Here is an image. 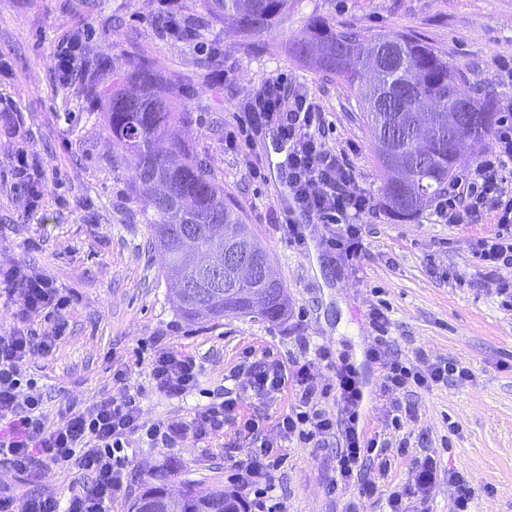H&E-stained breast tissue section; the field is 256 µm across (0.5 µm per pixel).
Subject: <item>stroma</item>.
Segmentation results:
<instances>
[{"label": "stroma", "mask_w": 512, "mask_h": 512, "mask_svg": "<svg viewBox=\"0 0 512 512\" xmlns=\"http://www.w3.org/2000/svg\"><path fill=\"white\" fill-rule=\"evenodd\" d=\"M157 8L158 0H0V55L8 63L0 96L16 108L26 132L14 137L0 121V268L33 264L73 299L53 350L28 364L44 396L46 424L57 423L69 402L89 404L111 392L119 368L130 391L141 395L146 421L188 424L207 399H169L154 391L148 365L161 345L195 356L204 388L218 393L245 349L285 360L323 345L336 362L352 363L360 373L361 427L386 431L394 442L408 440L411 449L394 458L387 475L364 468L362 480L379 492L363 498L355 483L332 489L334 448H285L274 476L284 512H346L353 501L360 512H386L390 489L408 483L416 458L427 452L441 467L431 512H452V470L475 489L471 512H512V307L499 292L500 282L512 281V267L490 271L471 260L477 241L497 227L487 219L448 224L431 205L410 220L389 214L374 139L354 95L290 53L294 36L316 16L369 37L410 33L504 107L512 104V80L501 70L512 61V0H293L276 28L248 39L215 21L196 39L172 38L157 24ZM83 25L91 29L85 75L59 84L51 52ZM205 53L216 59L208 70L196 65ZM143 59L182 88L194 117L182 137L206 158L225 197L270 253L288 289L286 319L238 316L197 325L174 309L133 192L137 171L113 157L105 106L89 92L95 82L109 87ZM270 78L306 94L321 114L326 147L348 149L357 186L373 198L361 220L357 266L326 249L327 225L304 224L306 244L299 248L284 236L288 213L277 202V183L287 180L288 166L275 160L277 129L248 122ZM20 147L48 176L43 203L31 212L11 176L10 160ZM256 166L257 178L251 174ZM378 306L389 318L392 352L413 364L423 353L469 370L466 378L408 395L416 417L402 419L397 430L387 426L389 400L379 393L385 363L369 357L376 342L369 313ZM251 446L245 434L232 455L220 437L188 435L168 446L134 441L129 486L112 512H130L152 474L161 472L174 486L192 479L234 492L228 476ZM0 478L20 501L32 494L64 499L78 486L77 475L54 469L26 477L0 464Z\"/></svg>", "instance_id": "35a3bbf8"}]
</instances>
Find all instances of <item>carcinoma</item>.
Segmentation results:
<instances>
[{"instance_id": "obj_1", "label": "carcinoma", "mask_w": 512, "mask_h": 512, "mask_svg": "<svg viewBox=\"0 0 512 512\" xmlns=\"http://www.w3.org/2000/svg\"><path fill=\"white\" fill-rule=\"evenodd\" d=\"M210 18L230 19L236 32L248 37L268 32L288 14L292 0H201ZM327 44L331 50L349 56L347 66L336 68V60L319 66L326 75L354 92L362 104L364 117L377 148L378 167L384 182V204L394 216L411 219L440 193L454 173L452 141L459 138L481 143L491 134L497 121L496 102L467 85L461 71L448 65L432 48L408 34L380 35L367 40L354 30H337L315 17L306 31L290 46L292 55ZM104 121L112 136L115 156L131 157L138 171L136 198L143 222L150 225L152 242L163 259L165 277L196 284L191 291H175L172 301L186 320L202 323L226 316L261 317L276 320L288 311L286 289L268 295L265 306L250 305L249 298L261 294L258 282L241 276L227 278V287L212 289L203 263L216 243L233 246L242 237L251 238L263 258L271 259L250 230L237 207L224 200V186L211 172L207 161L191 152L185 142L173 140L160 146L169 128L189 127L193 115L178 105L176 87L165 83L154 65L142 60L124 74L121 81L104 94ZM467 99L475 120L450 131L448 126L434 129L425 140L416 139L413 126L420 120L413 111L418 100L434 102L442 114L457 111ZM416 157L406 172L404 185L393 182V170L386 152ZM164 188L167 196L155 199L151 187ZM193 229L192 244L183 243L179 230ZM167 475L153 478L138 503H159L166 492ZM178 512H245L242 501L221 489L203 490L199 482L185 480Z\"/></svg>"}]
</instances>
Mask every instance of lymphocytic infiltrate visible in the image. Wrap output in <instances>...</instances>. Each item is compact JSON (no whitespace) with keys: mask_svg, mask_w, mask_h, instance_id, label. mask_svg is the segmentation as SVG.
Returning a JSON list of instances; mask_svg holds the SVG:
<instances>
[{"mask_svg":"<svg viewBox=\"0 0 512 512\" xmlns=\"http://www.w3.org/2000/svg\"><path fill=\"white\" fill-rule=\"evenodd\" d=\"M88 28L77 29L52 51L57 81L69 83L82 68ZM254 122L277 123L282 138L289 143L288 185L296 210L319 224L330 225L325 241L329 250L340 252L349 261L363 250L359 219L371 209V198L355 185L347 155L328 149L321 135V122L301 93L285 99L278 80H267L256 99ZM438 215L448 224H474L492 216L499 230L481 239L472 251L474 262L497 270L512 266V106L502 115L493 149L451 186L436 205ZM12 285L22 318L51 312L64 317L72 299L46 273L29 264L13 267L0 275ZM55 334L36 336L14 328L0 336V461L13 473L28 474L59 467L81 477L78 488L67 500L32 495L17 503L13 495L0 491V512H111L113 501L128 487V448L134 435L148 440L172 442L183 432L204 439L223 435L226 427L251 435L253 446L245 459L234 464V483L250 495L257 512H280L276 485L272 480L280 465L282 448L288 444L315 448L335 443L337 471L335 485L348 486L367 463L387 473L391 459L389 443L382 433L367 434L359 426L365 391L357 369L348 363L335 365L334 382L322 387L311 371L309 360L281 361L244 351L225 373L228 381L246 379V390L265 405L294 394V404L272 419L245 413L240 396L222 393L198 410L180 429L169 424H146L139 398L129 394L127 373L112 374L113 393L91 405L69 404L56 425H46L41 409L42 392L27 376V364L38 352H49ZM466 377V368L448 363H430L411 370L400 361L385 367L381 388L393 393L408 385L427 390L447 383L450 376ZM149 377L159 394L181 399L197 391L203 369L192 355L161 347L149 366ZM336 403L338 415L321 409L324 399ZM438 478V461L430 454L415 462L412 480L387 498L388 512H409L419 504L428 512Z\"/></svg>","mask_w":512,"mask_h":512,"instance_id":"obj_1","label":"lymphocytic infiltrate"}]
</instances>
